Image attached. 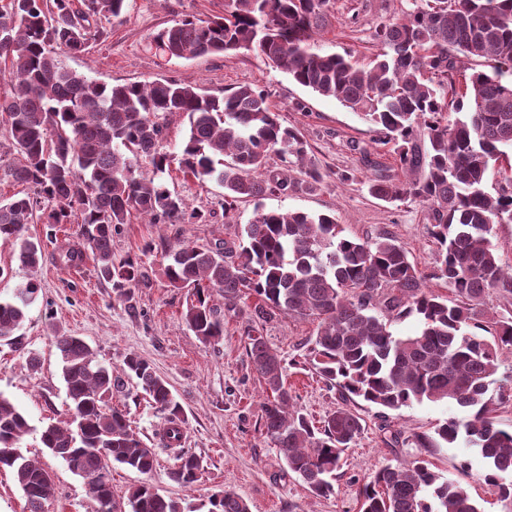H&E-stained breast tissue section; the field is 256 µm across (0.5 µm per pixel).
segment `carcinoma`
I'll return each instance as SVG.
<instances>
[{"mask_svg": "<svg viewBox=\"0 0 512 512\" xmlns=\"http://www.w3.org/2000/svg\"><path fill=\"white\" fill-rule=\"evenodd\" d=\"M124 2L0 4V64L10 81L0 92V127L16 156L3 178L25 187L0 201V241L34 269L43 250L25 226L70 224L78 210L84 244L61 252L60 265L77 266L91 251L98 280L127 299L151 277L131 257L113 259L112 231L134 212L151 224H204L206 215L162 176L175 163L185 176L216 180L224 187V218L239 203H254L245 242L180 244L158 274L171 288L195 290L184 320L204 344L223 338L224 312L253 300L245 351L268 393L261 431L288 470L314 495L329 496L343 455L364 430L355 399L389 410L452 400L469 415L450 417L436 437L415 435L412 442L430 448L464 441L483 461L479 478L512 512V431L498 426L488 396L501 354L512 352V316L476 310L491 291L512 296V269H504L492 243L494 225L512 223V174L487 188L490 170L512 156V0H412L413 8L376 28L379 51L369 67L349 53L313 51L330 0H224V15L185 18L153 40L170 60L254 53L360 113L375 133L372 144L357 147L373 170L369 192L428 210V234L439 248L429 272L391 234L352 238L333 215L265 209L269 196L319 189L326 173L300 132L282 125L262 87L244 84L220 97L188 79L107 86L69 69L63 56L106 38L100 22L120 18ZM481 59L494 62L492 72L466 73ZM173 115L187 119L188 132L170 154L160 144ZM374 144L393 146L400 174L371 159ZM273 154L281 166H269ZM429 280L444 281L452 297L426 289ZM213 290L224 309L211 303ZM37 291L28 282L0 300V341L19 343L16 331ZM281 314L317 322L303 357L341 400L319 427L294 407L283 360L259 330ZM410 316L419 321L417 332L395 335L393 323ZM55 344L69 403L63 418L43 427L41 442L84 480L93 512H250L231 490L194 508L139 483L117 500L102 471L117 463L150 474L157 453L133 431L127 412L112 405L124 379L80 337L57 334ZM123 372L165 415V447L176 450L169 478L193 488L205 464L180 449L182 406L148 360L130 354ZM30 431L27 417L0 394V470L14 475L28 512H44L55 484L40 457L20 451ZM359 496L362 512H481L466 486L423 458L379 465Z\"/></svg>", "mask_w": 512, "mask_h": 512, "instance_id": "1", "label": "carcinoma"}]
</instances>
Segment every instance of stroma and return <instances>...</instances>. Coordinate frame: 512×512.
<instances>
[{
	"mask_svg": "<svg viewBox=\"0 0 512 512\" xmlns=\"http://www.w3.org/2000/svg\"><path fill=\"white\" fill-rule=\"evenodd\" d=\"M332 6L328 27L315 38V50L325 54L348 52L366 64L374 52L375 28L409 9L411 0H332ZM223 11L224 0H126L121 19L106 22L109 35L105 41L91 43L86 52L65 56L64 61L70 69L110 86L160 77H188L216 95L230 93L242 84L261 86L283 125L299 130L328 172L317 191L271 196L265 199V207L335 213L347 234L357 238L393 234L410 261L419 270L429 271L436 264L438 248L427 232V210L415 202L389 203L369 193L368 172L351 143L370 142L373 132L357 113L298 85L274 64L253 54L168 62L152 50L160 29L187 17L206 19ZM165 185L191 207L208 213L207 223L148 224L140 216H132L112 237L116 258L129 256L155 270L164 263L168 246L238 241L252 217V204L243 203L232 218H225L224 188L216 181L187 180L176 172ZM81 233L82 227L76 223L28 225V236L44 247V260L35 270L20 266L12 246L0 243V299L11 298L27 282L38 285V295L19 331L20 345L0 342V394L26 414L31 425L20 443L21 451L42 455L53 474L57 494L46 504L45 512H92L83 479L59 458L44 453L40 441L42 427L66 410L67 392L53 338L57 332L81 337L99 361L117 373L129 354L149 360L168 380L184 408L187 425L183 448L201 456L206 464L194 489L169 479L174 459L162 444L163 415L136 379H128L125 392L114 396L112 402L128 411L133 428L156 449L158 466L146 478L123 466H113L116 496H123L129 486L145 478L161 494L194 504L226 489L244 497L251 512H360L359 488L381 462H409L421 456L443 477L468 486L482 512H504L505 505L494 489L479 478L482 460L464 443L427 450L409 442L396 445L391 441L397 431L408 438L430 435L446 419L464 417V409L449 400L425 401L386 413L358 403L356 410L364 431L340 462L333 494L313 496L288 471L278 448L261 433L267 393L245 353L244 318L227 314L223 339L214 345L203 344L183 319L192 289H174L156 277L150 287L133 289L131 299L122 300L115 297L110 285L98 280L92 259L75 268L56 265L55 256L78 244ZM314 330L312 322L283 315L261 328L267 343L283 359L284 375L297 408L318 422L337 407L339 397L304 361ZM32 353L39 359L34 369L27 366Z\"/></svg>",
	"mask_w": 512,
	"mask_h": 512,
	"instance_id": "stroma-1",
	"label": "stroma"
}]
</instances>
